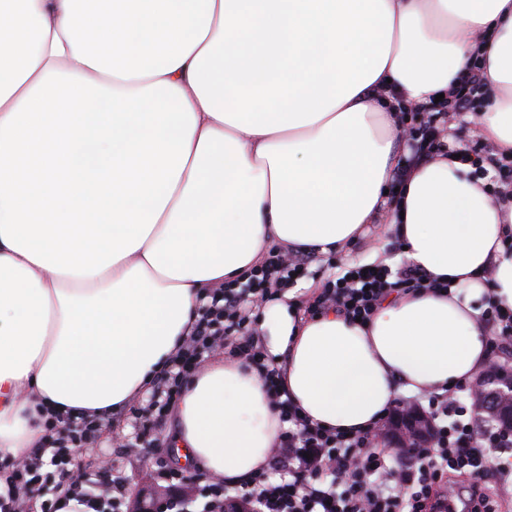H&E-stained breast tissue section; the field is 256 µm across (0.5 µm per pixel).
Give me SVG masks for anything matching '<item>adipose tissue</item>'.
<instances>
[{
	"label": "adipose tissue",
	"mask_w": 512,
	"mask_h": 512,
	"mask_svg": "<svg viewBox=\"0 0 512 512\" xmlns=\"http://www.w3.org/2000/svg\"><path fill=\"white\" fill-rule=\"evenodd\" d=\"M0 458L47 415L110 424L189 341L204 293L276 245L327 256L383 223L438 290L370 320L261 329L310 423L358 433L402 395L488 362L475 301L512 309V204L436 156L397 200V104L445 93L476 56L480 133L512 154V0H0ZM467 295H460V287ZM280 429L261 380L215 360L183 388V459L242 485Z\"/></svg>",
	"instance_id": "obj_1"
}]
</instances>
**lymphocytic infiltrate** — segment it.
<instances>
[{"label":"lymphocytic infiltrate","mask_w":512,"mask_h":512,"mask_svg":"<svg viewBox=\"0 0 512 512\" xmlns=\"http://www.w3.org/2000/svg\"><path fill=\"white\" fill-rule=\"evenodd\" d=\"M483 69L471 64L446 91L442 101L400 107L397 130L410 154L391 177L401 187L408 168L426 163L442 149L441 134L454 118L469 111L475 97L487 95ZM474 174L485 177L484 189L495 203L512 202V154L479 148L460 151ZM309 255L270 249L251 269L243 287L214 289L210 304L197 320L191 338L157 378L143 415L162 423L179 401L188 377L199 373L205 357L224 352L242 368L254 371L279 413L282 427L270 450L269 463L246 486L231 485L202 473L185 476L162 468L167 479L192 480L191 499L173 498L160 512H448L458 479H470L474 512H498L485 483H512V468L497 461L500 449L512 446V433L480 422L472 405L476 394L461 383L443 392L427 391L425 415L435 428L433 447L410 449L411 462L398 469L388 449L378 443L379 430L348 434L309 423L288 397L278 368L270 364L255 339V309L293 283ZM426 274L404 266H354L327 280L307 303L306 314L329 308L350 319L368 320L389 290L428 287ZM48 441L24 462H11L9 512H57L58 501L72 496L92 512H123L121 477L90 486L75 456L94 439L92 420L47 422ZM40 490L38 501L28 494Z\"/></svg>","instance_id":"1"}]
</instances>
